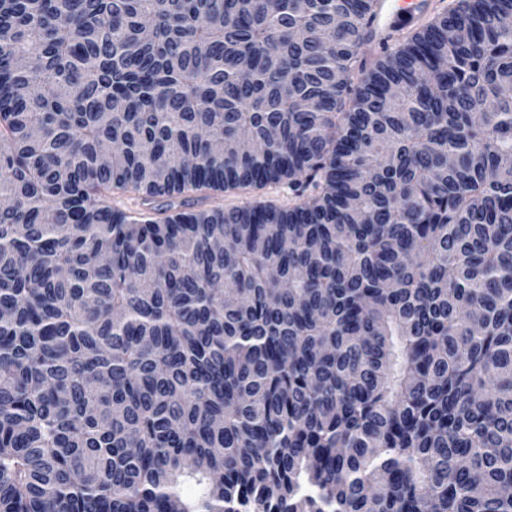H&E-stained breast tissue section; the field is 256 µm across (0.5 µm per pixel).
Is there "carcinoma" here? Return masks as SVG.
<instances>
[{"label":"carcinoma","mask_w":512,"mask_h":512,"mask_svg":"<svg viewBox=\"0 0 512 512\" xmlns=\"http://www.w3.org/2000/svg\"><path fill=\"white\" fill-rule=\"evenodd\" d=\"M372 7L0 0V512H512V0ZM394 0H377L374 8V15L371 19L368 35L369 41L380 47H387L392 41L393 34L404 23L402 17L405 15L403 9L393 3ZM368 44L359 57V65L364 70H369L376 59L383 55L376 45ZM291 195L285 185H273L265 189H239L232 192H212L208 199L203 200L205 207L221 204L224 208H230L245 201H270L278 205L288 206Z\"/></svg>","instance_id":"cac0c4a2"}]
</instances>
